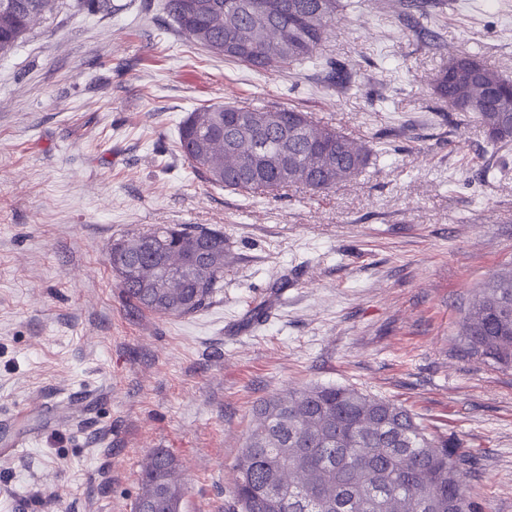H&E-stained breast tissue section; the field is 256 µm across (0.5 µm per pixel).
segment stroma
I'll use <instances>...</instances> for the list:
<instances>
[{"mask_svg": "<svg viewBox=\"0 0 512 512\" xmlns=\"http://www.w3.org/2000/svg\"><path fill=\"white\" fill-rule=\"evenodd\" d=\"M0 57V512H135L141 468L177 461L182 512H226L253 408L339 385L393 400L465 457L482 512H512V368L459 323L512 265V148L432 93L450 56L512 79V0H354L319 60L262 75L186 39L163 0H59ZM346 83L325 80L327 60ZM294 107L371 143L356 179L247 197L192 173L187 113ZM220 229L223 286L192 317L129 304L114 241ZM68 389L80 424L36 410Z\"/></svg>", "mask_w": 512, "mask_h": 512, "instance_id": "1", "label": "stroma"}]
</instances>
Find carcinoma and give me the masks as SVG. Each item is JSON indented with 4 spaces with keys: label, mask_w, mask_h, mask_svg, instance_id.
I'll use <instances>...</instances> for the list:
<instances>
[{
    "label": "carcinoma",
    "mask_w": 512,
    "mask_h": 512,
    "mask_svg": "<svg viewBox=\"0 0 512 512\" xmlns=\"http://www.w3.org/2000/svg\"><path fill=\"white\" fill-rule=\"evenodd\" d=\"M179 31L215 56L258 73L311 60L349 7L347 0H165ZM57 0H0V56L10 54ZM281 36L264 59L238 44ZM433 95L472 114L487 139L512 145V80L467 52L433 79ZM178 147L194 174L242 195L290 186L322 192L369 165L372 149L295 108L210 105L189 113ZM224 232L158 227L114 243L112 271L127 300L163 317L204 311L224 280ZM181 274L175 286L166 271ZM471 356L512 366V266L482 282L461 324ZM256 425L237 457L232 512H479L465 494L461 456L390 400L339 386L271 396L253 409ZM366 416L371 425L361 426ZM187 487L174 459L150 457L136 512H181Z\"/></svg>",
    "instance_id": "cac0c4a2"
}]
</instances>
